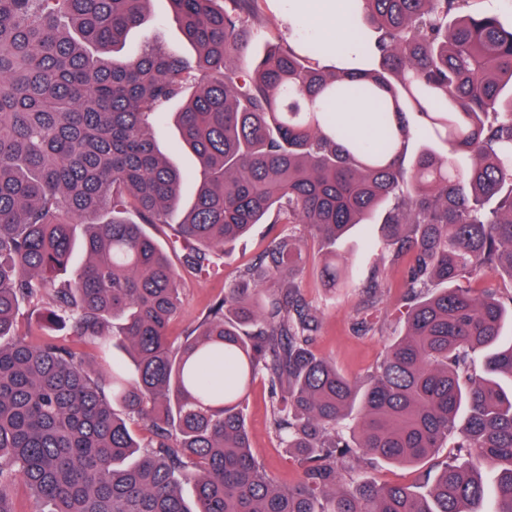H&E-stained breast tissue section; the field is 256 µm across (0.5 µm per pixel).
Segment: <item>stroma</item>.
Returning a JSON list of instances; mask_svg holds the SVG:
<instances>
[{"label":"stroma","mask_w":512,"mask_h":512,"mask_svg":"<svg viewBox=\"0 0 512 512\" xmlns=\"http://www.w3.org/2000/svg\"><path fill=\"white\" fill-rule=\"evenodd\" d=\"M160 43L174 55L193 59L194 52L186 42L179 25L174 21L169 0H150L149 20L133 29L123 52L131 56L146 45ZM280 224H257L242 239L229 246L224 255V272L210 278L184 277L182 307L169 327L170 336L184 335L207 310L223 296L235 278L237 270L254 261L271 239L283 232ZM378 227L374 224L358 226L343 245V252L352 267L353 279L349 288L336 293L326 292L319 277L321 253L311 236H304L303 246L309 270L300 291L305 300L320 314L317 333L312 340L315 351L335 363L346 376L358 377L384 357L389 344L402 332L404 319L399 309L403 295V258H396L377 243ZM384 274V288L378 298H371L367 283L373 270ZM378 301L387 328L381 333L363 335L354 329L359 313L371 301ZM269 390L264 379H256L244 404L246 422L251 434L254 454L261 459L270 477L279 485L296 483L298 469L289 460L272 431L269 418ZM420 473L419 466L382 462L374 467L344 473L345 487L369 480L377 484H411Z\"/></svg>","instance_id":"obj_1"}]
</instances>
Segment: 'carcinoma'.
Wrapping results in <instances>:
<instances>
[{"label": "carcinoma", "instance_id": "carcinoma-1", "mask_svg": "<svg viewBox=\"0 0 512 512\" xmlns=\"http://www.w3.org/2000/svg\"><path fill=\"white\" fill-rule=\"evenodd\" d=\"M149 0H0V512L20 482L35 512H485L481 467L497 469L493 512H512V321L492 288L512 281V28L473 0H336L358 46L283 41L257 65V0H169L196 52L149 44L122 55ZM368 105L356 137L328 104ZM199 161L162 153L167 108ZM439 150L407 155V115ZM380 218V243L410 256L405 332L364 376L311 346L319 316L299 283L307 260L275 236L191 331L184 274L254 224H300L339 286V246ZM171 228L169 248L144 225ZM129 365L95 367L74 345L16 333L20 303ZM482 361V372L475 368ZM224 363V382L208 369ZM263 377L270 422L300 478L275 485L251 451L243 404ZM458 438L468 460L429 492L338 483L354 461L421 463Z\"/></svg>", "mask_w": 512, "mask_h": 512}]
</instances>
